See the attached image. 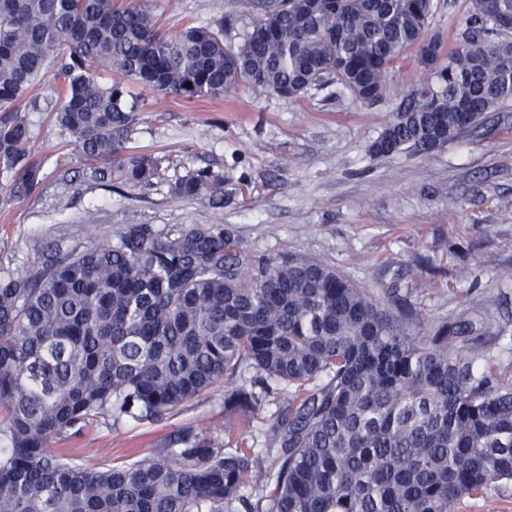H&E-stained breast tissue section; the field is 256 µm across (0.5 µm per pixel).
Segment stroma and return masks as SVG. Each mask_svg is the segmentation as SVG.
I'll return each instance as SVG.
<instances>
[{
	"label": "stroma",
	"mask_w": 512,
	"mask_h": 512,
	"mask_svg": "<svg viewBox=\"0 0 512 512\" xmlns=\"http://www.w3.org/2000/svg\"><path fill=\"white\" fill-rule=\"evenodd\" d=\"M166 31L186 22L224 23L235 47L259 14L257 0H148ZM429 35L446 64L459 43L470 0H433ZM427 75L416 48L390 65V96L364 103L328 85L295 100L240 90L221 100L187 101L128 83L137 122L127 145L159 160L153 185L91 184L90 163L50 112L30 113L31 154L41 182L9 198L0 175V271L34 269L48 245L85 244L88 229L118 238L125 225L163 230L220 224L258 256L288 254L335 268L366 288L380 308L396 296L415 310L416 335L466 311L482 319L494 370H512V100L482 124L429 152L374 157L369 147ZM210 170L220 191L175 197L187 171ZM286 392L263 393L257 415L226 411L216 383L158 421L94 420L59 445L96 470L171 447L189 429L235 448L264 447Z\"/></svg>",
	"instance_id": "stroma-1"
}]
</instances>
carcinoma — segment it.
I'll list each match as a JSON object with an SVG mask.
<instances>
[{
	"mask_svg": "<svg viewBox=\"0 0 512 512\" xmlns=\"http://www.w3.org/2000/svg\"><path fill=\"white\" fill-rule=\"evenodd\" d=\"M431 13L432 0H262L233 49L223 21L170 34L144 0H0L9 196L40 183L30 112H54L83 155L111 160L133 186L159 176L157 159L125 154L133 110L101 69L188 101L241 89L296 99L337 83L375 102ZM505 20L512 0H472L448 66L418 50L427 86L409 93L372 155L443 145L512 99L497 51ZM51 69L46 109L33 89ZM215 192L205 169L173 184L179 197ZM87 240L46 249L35 272L0 276V512H450L512 483V380L480 366L472 320L415 336L408 304L382 310L318 261L257 258L219 224H129L115 244ZM249 370L289 389L265 449L274 469L191 431L97 471L54 447L95 418L157 420L219 381L224 408L253 415Z\"/></svg>",
	"mask_w": 512,
	"mask_h": 512,
	"instance_id": "carcinoma-1",
	"label": "carcinoma"
}]
</instances>
